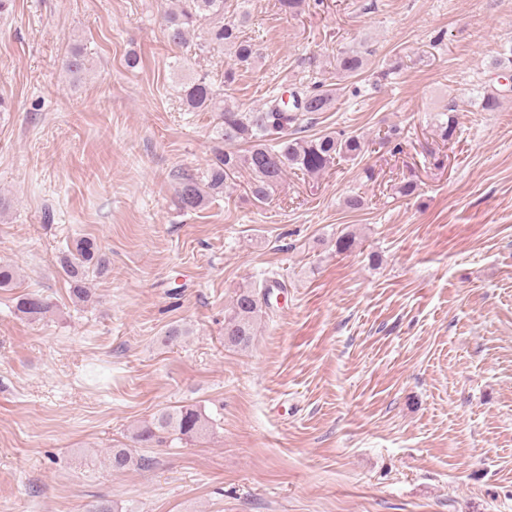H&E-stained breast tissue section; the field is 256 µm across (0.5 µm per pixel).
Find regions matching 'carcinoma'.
Wrapping results in <instances>:
<instances>
[{
    "instance_id": "obj_1",
    "label": "carcinoma",
    "mask_w": 512,
    "mask_h": 512,
    "mask_svg": "<svg viewBox=\"0 0 512 512\" xmlns=\"http://www.w3.org/2000/svg\"><path fill=\"white\" fill-rule=\"evenodd\" d=\"M277 2L280 12L297 16L310 7H321L323 0ZM226 9L227 0H174V7L164 13L168 41L181 51L197 57L229 55L220 83H215L207 71L181 82L186 110L216 113L215 132L217 139L224 143L205 173L181 175L177 197L180 207L186 211H195L205 205L208 197L224 193L228 182L243 170L250 174L246 195L256 203L265 204L288 173L319 177L335 167L336 160H361L369 151V142L358 134L332 131L304 135L335 102L334 89L317 77L318 71L312 63L309 67L313 76L294 87L289 102L275 89L265 103L249 109L224 99V91L236 81L242 68L252 65L257 55L256 44L246 33L250 22L248 11L238 3L233 10L234 18L228 20ZM62 67L76 78L91 71L89 59L77 45L62 59ZM365 67L366 52L356 47L344 48L336 54V75L342 80L360 76ZM432 122L442 140L457 137V124L448 111L435 113ZM378 144L391 148L393 153L402 151L401 131L396 127L388 129L378 137ZM105 264L96 240L74 239L61 259L70 296L82 303L90 301L87 278ZM268 307L266 291L239 289L224 313V343L234 348H249ZM50 309V302L38 293L16 297L15 313L26 320H40ZM209 424L211 418L195 405L163 408L136 429L134 440L143 447L176 440L187 442L209 429ZM108 454L115 471L146 463L145 457L135 458L128 448H110Z\"/></svg>"
}]
</instances>
